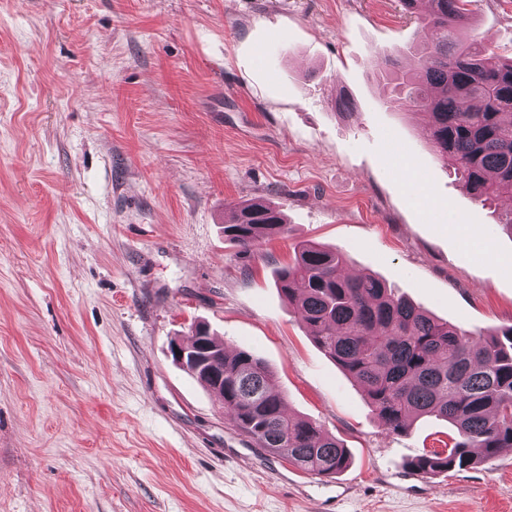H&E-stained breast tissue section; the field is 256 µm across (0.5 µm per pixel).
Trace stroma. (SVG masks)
Returning <instances> with one entry per match:
<instances>
[{"label":"stroma","mask_w":512,"mask_h":512,"mask_svg":"<svg viewBox=\"0 0 512 512\" xmlns=\"http://www.w3.org/2000/svg\"><path fill=\"white\" fill-rule=\"evenodd\" d=\"M468 33L512 56V0ZM424 39L397 0H0V512H512V452L427 479L275 285L342 252L437 318L512 324V202L482 207L383 102ZM288 233L240 253L232 208ZM262 358L351 465L307 474L174 363L197 324Z\"/></svg>","instance_id":"stroma-1"}]
</instances>
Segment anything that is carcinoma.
Segmentation results:
<instances>
[{
  "label": "carcinoma",
  "instance_id": "obj_1",
  "mask_svg": "<svg viewBox=\"0 0 512 512\" xmlns=\"http://www.w3.org/2000/svg\"><path fill=\"white\" fill-rule=\"evenodd\" d=\"M426 31L415 66L397 70L376 59L388 107L428 116L427 142L482 205L512 197V58L464 33L465 0H400ZM288 232L281 212L246 201L224 222V239L247 252ZM343 254L314 242L294 248L276 271L280 292L315 344L364 390L371 412L390 433L436 416L455 430L448 452L424 453L408 466L433 479L481 466L512 449V325L484 334L440 322L372 275L342 274ZM205 369L186 368L217 397L233 423L301 470L332 477L348 465L342 441L321 425L289 415L273 373L248 351L228 352L203 330Z\"/></svg>",
  "mask_w": 512,
  "mask_h": 512
}]
</instances>
